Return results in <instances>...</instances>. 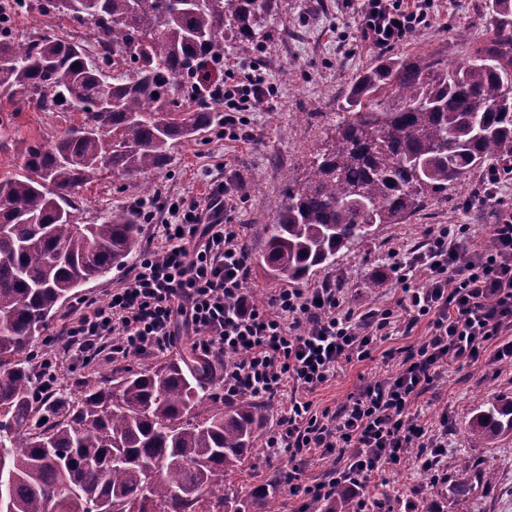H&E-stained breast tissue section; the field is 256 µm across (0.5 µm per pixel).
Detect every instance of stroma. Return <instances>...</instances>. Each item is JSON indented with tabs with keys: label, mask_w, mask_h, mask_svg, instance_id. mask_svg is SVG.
I'll use <instances>...</instances> for the list:
<instances>
[{
	"label": "stroma",
	"mask_w": 512,
	"mask_h": 512,
	"mask_svg": "<svg viewBox=\"0 0 512 512\" xmlns=\"http://www.w3.org/2000/svg\"><path fill=\"white\" fill-rule=\"evenodd\" d=\"M361 3L277 0L249 53H240L233 36H226L225 61L259 65L273 87L272 105L248 112L251 138H226L220 127L203 132L175 146L169 166L149 177L152 190L188 198L206 195L215 180L224 181L233 190L237 203L234 221L244 225L252 257V294L266 296L275 289L258 259L265 229L274 223L289 182L305 178L307 163L325 150L342 118L344 99L355 78L382 56L381 51L365 47L359 38ZM488 4L489 0H430L427 24L397 46L396 54L427 55L448 63L461 61L493 24ZM72 121L71 114L48 116L31 107L14 118L12 134L47 143ZM478 179V174H471L461 185L449 188L447 196L429 201L405 223L380 226L372 238L342 252L336 266L317 272L309 280V287L339 279L355 305L365 308L390 303L394 274L389 252L396 243H405L413 250L422 248L429 229L439 224L467 225L470 235L483 242L498 211L512 209V179L500 189L499 201L465 208L464 202L471 198ZM121 184L120 178L105 172L81 188L84 209L80 220L90 222L126 208L129 198L121 193ZM125 275V270L115 269L78 288L75 296L50 318L42 337L60 336L82 300L101 297ZM426 332V325L418 324L408 335L397 334L380 342L373 359L339 367L335 377L312 393L313 403L320 409L337 407L363 382L390 374L396 363L387 359V352L420 344ZM115 367L107 355L87 364L64 348L56 350L58 385L71 395L87 380L110 387ZM506 397L512 399V367L486 358L476 364H450L411 407L427 427L436 429L447 424L445 464L453 468L465 459L478 467L489 465L495 472L491 485L476 486L458 497L449 485H434L420 472L402 470L387 472L384 481L371 482L368 495L387 501L392 512H418L422 507L431 512H512V435L476 448L467 434V422L476 410Z\"/></svg>",
	"instance_id": "stroma-1"
}]
</instances>
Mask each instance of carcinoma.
I'll use <instances>...</instances> for the list:
<instances>
[{
    "label": "carcinoma",
    "mask_w": 512,
    "mask_h": 512,
    "mask_svg": "<svg viewBox=\"0 0 512 512\" xmlns=\"http://www.w3.org/2000/svg\"><path fill=\"white\" fill-rule=\"evenodd\" d=\"M0 0V96L80 122L50 143L14 141L21 173L0 178V512H252L224 489L255 467L271 403L243 394L204 408L219 365L192 352L112 387L84 383L78 397L34 400L31 347L57 307L82 284L121 269L141 250L127 211L79 221V189L102 172L145 195L146 178L172 149L221 124L191 97L210 94L231 30L246 53L275 0ZM492 35L452 65L389 57L360 74L345 98L332 147L310 164L266 227L263 267L277 283L312 279L383 224H402L488 160H512V0H490ZM102 34L112 56L5 25L33 11ZM134 71L101 75L111 58ZM108 102V110L98 108ZM46 422H41V419ZM512 433V400L468 422L478 444ZM492 469L459 464L455 488Z\"/></svg>",
    "instance_id": "cac0c4a2"
}]
</instances>
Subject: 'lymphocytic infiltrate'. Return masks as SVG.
I'll return each instance as SVG.
<instances>
[{"label":"lymphocytic infiltrate","instance_id":"lymphocytic-infiltrate-1","mask_svg":"<svg viewBox=\"0 0 512 512\" xmlns=\"http://www.w3.org/2000/svg\"><path fill=\"white\" fill-rule=\"evenodd\" d=\"M428 7L427 0H365L360 38L378 50L393 48L426 24ZM214 92L224 105V135L235 140L246 112L273 95L260 67L245 62L226 69ZM233 199L216 181L198 199L159 191L137 201L132 211L151 226L150 244L116 288L82 302L62 332L68 350L89 361L106 347L116 357H151L185 339L216 358L244 352L223 367L224 395L287 396L265 446L287 458L286 483L301 501L299 512L331 500L340 486L358 512H383L366 488L390 469L411 467L445 482L448 433L420 423L410 407L449 363L475 364L489 350L495 361L512 363V211L499 212L485 244L468 237L465 225L440 224L422 250L395 246V303L363 311L340 285L281 288L256 303L244 227L231 218ZM421 322L425 339L406 350L394 373L364 383L338 407L314 409L310 393L338 367L371 359L378 341ZM313 455L335 456L336 469L300 482Z\"/></svg>","mask_w":512,"mask_h":512}]
</instances>
